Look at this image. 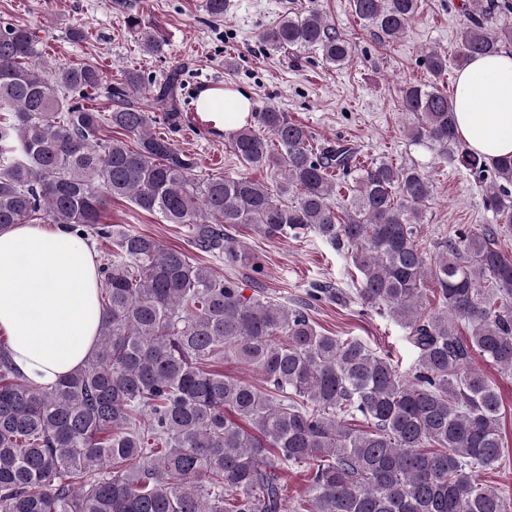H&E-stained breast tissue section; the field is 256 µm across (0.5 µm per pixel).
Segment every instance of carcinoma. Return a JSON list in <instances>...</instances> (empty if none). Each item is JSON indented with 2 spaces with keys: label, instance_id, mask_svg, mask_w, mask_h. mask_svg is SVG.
Returning a JSON list of instances; mask_svg holds the SVG:
<instances>
[{
  "label": "carcinoma",
  "instance_id": "1",
  "mask_svg": "<svg viewBox=\"0 0 512 512\" xmlns=\"http://www.w3.org/2000/svg\"><path fill=\"white\" fill-rule=\"evenodd\" d=\"M112 4L142 50L158 52L164 38L142 25L137 5ZM352 8L395 42L418 0H352ZM489 15L471 0L462 58L512 43V26L490 28ZM261 40L313 49L337 67L353 56L317 8L284 13ZM38 45L30 29L0 25V228L66 224L112 250L99 264V336L83 367L50 388L33 385L0 337V512H512V495L475 475L505 450L499 389L474 365L477 354L512 374V253L498 244L512 225V156L492 164L486 186L495 223L431 257L417 232L432 183L415 166L362 164L348 142L318 147L308 127L270 107L230 148L245 169L281 179L205 175L196 157L152 131L182 125L180 73L142 107L129 101L141 74L125 71L104 116L74 103L99 89L101 69L89 61L50 72ZM424 60L436 76L448 70L435 49ZM402 111L412 141L485 167L460 153L446 90L409 84ZM114 198L186 225L192 247L229 266L261 261L227 227L317 235L350 257L360 283L351 293L319 284L310 297L354 299L392 318L417 352L414 368L403 377L363 343L319 332L304 305L247 297L185 251L104 223ZM230 356L263 385L209 369ZM299 467L309 488L290 500L282 474Z\"/></svg>",
  "mask_w": 512,
  "mask_h": 512
}]
</instances>
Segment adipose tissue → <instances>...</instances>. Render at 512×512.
I'll return each instance as SVG.
<instances>
[{"label": "adipose tissue", "instance_id": "adipose-tissue-1", "mask_svg": "<svg viewBox=\"0 0 512 512\" xmlns=\"http://www.w3.org/2000/svg\"><path fill=\"white\" fill-rule=\"evenodd\" d=\"M457 132L467 151L492 163L512 155V51L471 59L454 88ZM205 122L221 134L250 117L231 87L200 94ZM101 276L86 242L63 224L0 229V334L25 378L50 386L83 366L99 330Z\"/></svg>", "mask_w": 512, "mask_h": 512}]
</instances>
